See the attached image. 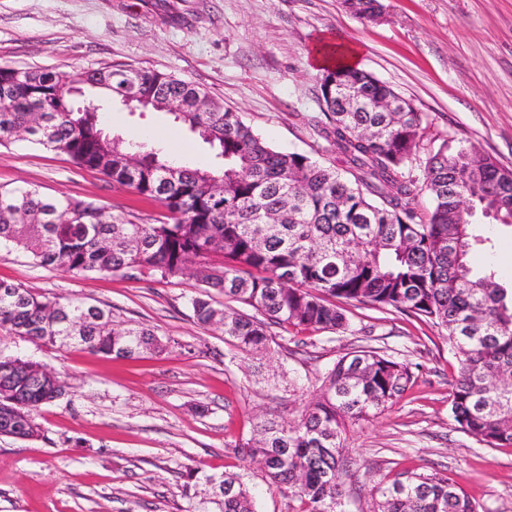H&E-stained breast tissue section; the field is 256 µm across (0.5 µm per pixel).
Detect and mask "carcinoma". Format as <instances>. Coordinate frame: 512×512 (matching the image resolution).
<instances>
[{
    "instance_id": "1",
    "label": "carcinoma",
    "mask_w": 512,
    "mask_h": 512,
    "mask_svg": "<svg viewBox=\"0 0 512 512\" xmlns=\"http://www.w3.org/2000/svg\"><path fill=\"white\" fill-rule=\"evenodd\" d=\"M377 3L343 0L364 22ZM74 82L114 97L131 94L155 111L170 99L183 101L179 121L217 150L222 167L191 168L155 144L105 132L98 113L74 111L61 94ZM320 91L324 119L316 127L324 143L297 152L275 148L239 113L172 75L120 65L71 72L0 67V145L28 129L31 143L164 208L163 219L145 224L93 201L1 184L0 248L76 275L133 271L168 282L185 278L192 262L193 317L219 331L232 353L270 354L271 324L298 334L350 331L348 305L429 321L459 357L448 395L455 422L490 448H512V287L493 269L477 273L470 263L482 242L474 214L512 218V172L464 140L444 139L421 153L427 116L361 68L324 69ZM387 97L403 110L372 107ZM132 148L139 162L131 168L125 157ZM329 153L347 168L322 163ZM422 193L432 200L426 212L416 203ZM0 330L52 346L73 334L80 337L73 347L116 359L165 350L151 329L114 323L110 308L6 281ZM42 367L0 355V434L40 436L34 411L64 391ZM415 380L409 365L374 350L345 353L296 420L262 419L230 448L261 463L268 487L288 489L298 512H347V424L391 408ZM203 480L224 484V495L200 499L193 512H257L244 474ZM375 493L374 512H483L446 473L406 471Z\"/></svg>"
}]
</instances>
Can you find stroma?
I'll list each match as a JSON object with an SVG mask.
<instances>
[{
	"label": "stroma",
	"instance_id": "stroma-1",
	"mask_svg": "<svg viewBox=\"0 0 512 512\" xmlns=\"http://www.w3.org/2000/svg\"><path fill=\"white\" fill-rule=\"evenodd\" d=\"M384 17L361 23L342 0H0V66L79 70L147 68L206 89L282 150L309 151L301 115L321 113L313 55L324 41L357 52L358 67L426 114L429 136L468 141L512 169V0H382ZM97 104L102 127L160 145L182 164L213 168L214 150L165 112ZM0 184L90 200L150 223L163 213L129 188L74 166L28 140L0 145ZM475 266L493 264L512 284V229L490 219ZM0 279L50 296L110 306L117 322L143 324L168 348L135 360L52 347L0 332V355L60 373L64 392L42 405L40 438L0 435V512H192L203 483L189 473L246 471L259 512H296L259 468L243 469L230 443L264 418H292L343 353L372 347L408 364L414 386L377 418L349 426L350 512H371L370 490L414 470L445 472L485 512H512V448L462 432L448 403L458 356L436 327L359 308L354 333H295L273 325V376L253 356L231 357L188 304L194 280L75 275L0 249Z\"/></svg>",
	"mask_w": 512,
	"mask_h": 512
}]
</instances>
